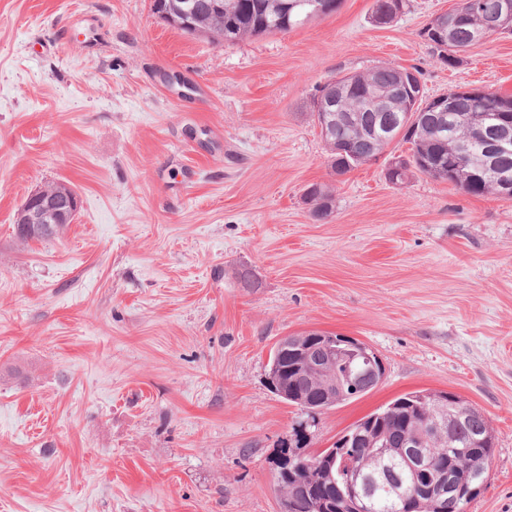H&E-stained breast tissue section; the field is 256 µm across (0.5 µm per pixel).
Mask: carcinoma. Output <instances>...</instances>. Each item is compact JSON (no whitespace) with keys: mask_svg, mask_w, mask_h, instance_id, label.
<instances>
[{"mask_svg":"<svg viewBox=\"0 0 512 512\" xmlns=\"http://www.w3.org/2000/svg\"><path fill=\"white\" fill-rule=\"evenodd\" d=\"M190 2L194 5L190 18L193 35L217 43L224 42L229 24L234 25L236 39L242 40L277 34L284 22L294 29L300 26L305 11L303 6H292L294 0H221L220 11L212 7L213 0ZM286 2L290 6H284ZM404 7L405 0H376L374 17L389 23ZM507 8L512 9V0H459L454 9L431 20L420 36L452 67L460 62L462 53L479 43V34L512 30L505 21ZM332 92L337 112L320 134L335 174L343 175L377 159L384 147L398 141L409 145L410 150L408 158L389 164L388 170L398 182L418 172L469 195L499 193L496 175L475 179L485 160L481 152L485 124L480 118L511 106L512 95L454 93L450 98L452 111L443 112L424 98L419 78L411 79L407 69L386 63L336 79ZM304 199L317 220L333 213V189L326 184H310ZM326 376L325 371L308 378L289 372L286 380L296 392L317 395ZM436 396L426 390L409 392L360 419L362 425H372V431L389 442L387 448H371L366 440L356 448H336L334 457L323 451L314 466L288 464L293 449L283 448L277 486L284 512H349V504L341 497L348 476L340 470L345 456L365 486L364 512H466L487 479L495 436L484 412L459 397L456 401L469 415L453 426L450 439L427 447L432 470L445 463L454 469L456 504L443 501L435 491L415 504L398 492L392 476L397 472L405 486L413 482V474L400 468V443L422 428L425 404Z\"/></svg>","mask_w":512,"mask_h":512,"instance_id":"1","label":"carcinoma"}]
</instances>
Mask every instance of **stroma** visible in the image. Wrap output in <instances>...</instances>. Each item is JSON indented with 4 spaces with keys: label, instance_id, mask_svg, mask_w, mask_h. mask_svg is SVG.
<instances>
[{
    "label": "stroma",
    "instance_id": "1",
    "mask_svg": "<svg viewBox=\"0 0 512 512\" xmlns=\"http://www.w3.org/2000/svg\"><path fill=\"white\" fill-rule=\"evenodd\" d=\"M457 0H375L233 44L151 0H0V512H281L280 450L304 415L268 385L282 337L322 330L383 382L317 415L305 454L413 391L486 413L495 451L467 512H512V199L415 175L407 145L332 173L318 86L388 63L427 97L512 94V32L456 66L419 36ZM62 182L63 234L19 244L18 209ZM334 189L315 220L303 199ZM249 269L258 285L235 277ZM304 199L316 220H325L333 213V189L326 184H310L305 190Z\"/></svg>",
    "mask_w": 512,
    "mask_h": 512
}]
</instances>
